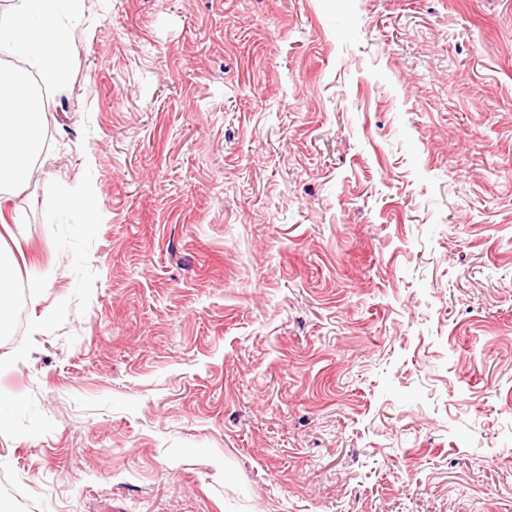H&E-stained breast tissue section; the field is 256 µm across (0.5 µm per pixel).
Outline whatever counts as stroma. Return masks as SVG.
<instances>
[{"label":"stroma","mask_w":512,"mask_h":512,"mask_svg":"<svg viewBox=\"0 0 512 512\" xmlns=\"http://www.w3.org/2000/svg\"><path fill=\"white\" fill-rule=\"evenodd\" d=\"M73 35L0 211L48 273L0 337V512H512V0Z\"/></svg>","instance_id":"1"}]
</instances>
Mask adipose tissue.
Here are the masks:
<instances>
[{
    "label": "adipose tissue",
    "mask_w": 512,
    "mask_h": 512,
    "mask_svg": "<svg viewBox=\"0 0 512 512\" xmlns=\"http://www.w3.org/2000/svg\"><path fill=\"white\" fill-rule=\"evenodd\" d=\"M8 0L0 12V196L17 195L39 178L36 158L44 140V101L32 83L59 86L76 54L71 24L83 0Z\"/></svg>",
    "instance_id": "1"
}]
</instances>
